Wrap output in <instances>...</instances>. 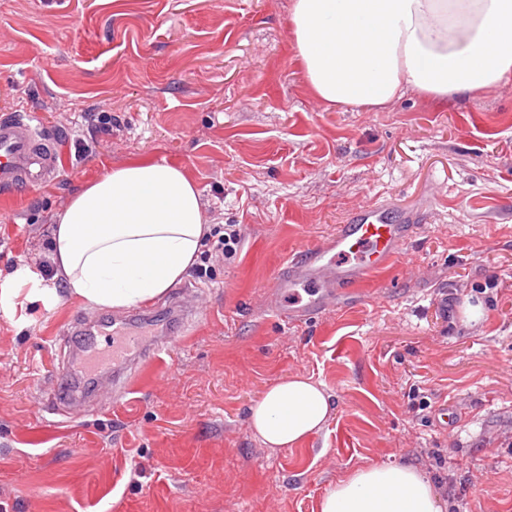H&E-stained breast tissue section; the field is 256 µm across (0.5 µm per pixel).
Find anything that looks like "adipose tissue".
<instances>
[{
  "label": "adipose tissue",
  "mask_w": 512,
  "mask_h": 512,
  "mask_svg": "<svg viewBox=\"0 0 512 512\" xmlns=\"http://www.w3.org/2000/svg\"><path fill=\"white\" fill-rule=\"evenodd\" d=\"M293 49L329 107L380 109L412 91L436 104L512 75V0H291ZM211 226L202 193L177 166L142 157L86 183L55 216L52 261L62 289L28 268L30 300L69 296L122 311L181 283ZM336 411L322 383L292 374L249 407L253 435L294 448ZM434 482L411 463L371 464L330 484L317 512H445Z\"/></svg>",
  "instance_id": "obj_1"
}]
</instances>
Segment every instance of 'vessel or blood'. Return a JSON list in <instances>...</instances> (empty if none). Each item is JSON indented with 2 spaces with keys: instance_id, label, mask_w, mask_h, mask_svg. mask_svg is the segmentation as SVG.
<instances>
[{
  "instance_id": "1",
  "label": "vessel or blood",
  "mask_w": 512,
  "mask_h": 512,
  "mask_svg": "<svg viewBox=\"0 0 512 512\" xmlns=\"http://www.w3.org/2000/svg\"><path fill=\"white\" fill-rule=\"evenodd\" d=\"M61 147L34 124L30 115L0 117V188L35 187L59 172ZM416 225L413 215L395 216L387 203L376 202L356 212L334 233L289 259L266 293L277 319L296 327L334 311L349 299L352 287L404 257ZM148 312L120 321L74 323L78 337L67 360L53 372L59 388L53 397L60 416L77 420L86 393L112 388L125 395L137 374L162 366L177 340H147L139 329Z\"/></svg>"
}]
</instances>
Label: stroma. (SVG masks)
<instances>
[{
    "label": "stroma",
    "mask_w": 512,
    "mask_h": 512,
    "mask_svg": "<svg viewBox=\"0 0 512 512\" xmlns=\"http://www.w3.org/2000/svg\"><path fill=\"white\" fill-rule=\"evenodd\" d=\"M290 6L0 0V115L34 113L63 145L54 181L0 190V272L50 259L69 198L143 155L181 166L210 221L243 233L234 263L184 280L209 316L169 377L143 369L68 425L43 407L86 305L0 307V512H314L336 478L389 462L428 470L455 512H512V77L445 107L409 92L328 109ZM383 199L422 216L407 255L337 312L282 325L264 289L288 258ZM296 373L337 410L265 448L248 407Z\"/></svg>",
    "instance_id": "1"
}]
</instances>
